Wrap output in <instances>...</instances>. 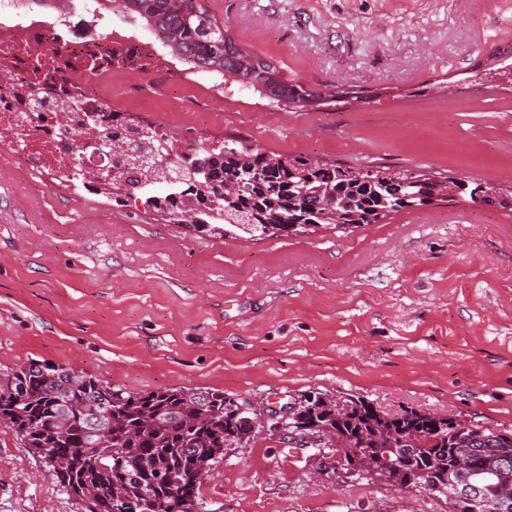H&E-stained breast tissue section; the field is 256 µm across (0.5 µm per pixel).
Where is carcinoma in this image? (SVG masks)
<instances>
[{
    "instance_id": "1",
    "label": "carcinoma",
    "mask_w": 512,
    "mask_h": 512,
    "mask_svg": "<svg viewBox=\"0 0 512 512\" xmlns=\"http://www.w3.org/2000/svg\"><path fill=\"white\" fill-rule=\"evenodd\" d=\"M98 16L118 3L140 22L170 54L202 73L213 74L240 91L253 90L273 103H290L308 94L282 68L256 54L259 67L240 78L242 52L199 0H94ZM177 162L209 164V172L177 182L144 197V205L159 210L168 202L170 222L189 207L196 181L218 206L197 214L194 230L246 238L300 236L302 226L332 224L330 213H342L346 224H378L393 213L419 209L437 198L439 180L414 170L389 179L388 166L359 168L348 177L343 165L302 155L293 164L273 166L267 152L227 136L186 150L168 137ZM228 182L242 185L224 196ZM460 196L475 201L499 191L489 183L458 182ZM301 423L319 433L330 428L340 438H361L371 454L387 467L402 466L399 480L412 476L413 487L444 496L448 481L459 476L458 464L487 479L478 500L453 502V512H501L498 488L512 492V430L493 429L445 415L425 416L415 409L390 417L363 398L336 409V398L302 407ZM254 417L237 413L233 397L219 391L165 388L134 392L79 374L71 368L32 361L0 378V424L12 429L25 447L43 458L55 455L64 469L54 473L71 496L90 502L89 512H114L115 502L128 512H204L202 480L224 460V450L260 432Z\"/></svg>"
}]
</instances>
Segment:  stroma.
<instances>
[{
	"instance_id": "obj_1",
	"label": "stroma",
	"mask_w": 512,
	"mask_h": 512,
	"mask_svg": "<svg viewBox=\"0 0 512 512\" xmlns=\"http://www.w3.org/2000/svg\"><path fill=\"white\" fill-rule=\"evenodd\" d=\"M303 84L378 91L281 108L161 46L114 69L112 106L181 143L512 187V0H201ZM48 361L128 390H219L280 407L311 392L512 429V211L467 201L288 239L209 237L110 194L46 182L0 148V375ZM263 432L204 477L206 512H448L444 499L318 471ZM0 512H85L0 425Z\"/></svg>"
}]
</instances>
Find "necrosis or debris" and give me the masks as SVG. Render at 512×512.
Returning a JSON list of instances; mask_svg holds the SVG:
<instances>
[{
    "label": "necrosis or debris",
    "instance_id": "necrosis-or-debris-1",
    "mask_svg": "<svg viewBox=\"0 0 512 512\" xmlns=\"http://www.w3.org/2000/svg\"><path fill=\"white\" fill-rule=\"evenodd\" d=\"M16 0H0V85L14 86L31 81L34 72H47L60 65L57 43H66L79 54L94 50L98 39L96 16L87 6H70L46 15L17 12ZM69 86L56 76L35 87V97L20 101L0 97V147L18 154L31 168L64 180L76 170L75 136L83 125L79 112L108 113L112 105L98 91L84 93L79 105L68 101ZM68 113V129H61L55 115Z\"/></svg>",
    "mask_w": 512,
    "mask_h": 512
}]
</instances>
